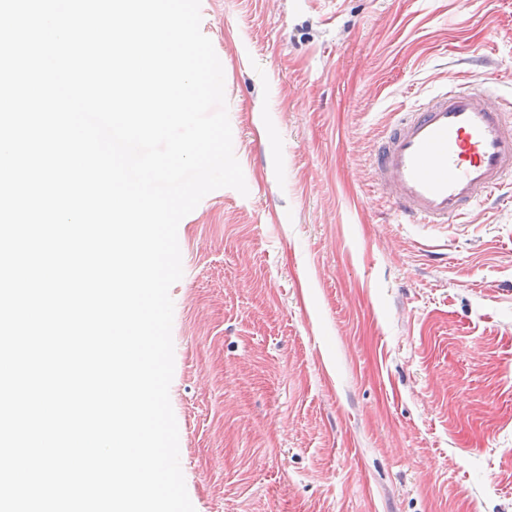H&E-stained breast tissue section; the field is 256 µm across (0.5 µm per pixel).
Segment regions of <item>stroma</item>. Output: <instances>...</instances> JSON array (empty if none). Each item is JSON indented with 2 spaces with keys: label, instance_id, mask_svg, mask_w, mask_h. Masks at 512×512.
I'll use <instances>...</instances> for the list:
<instances>
[{
  "label": "stroma",
  "instance_id": "1",
  "mask_svg": "<svg viewBox=\"0 0 512 512\" xmlns=\"http://www.w3.org/2000/svg\"><path fill=\"white\" fill-rule=\"evenodd\" d=\"M247 194L178 226L195 512H512V189L399 223L368 158L448 81L512 98V0H201Z\"/></svg>",
  "mask_w": 512,
  "mask_h": 512
}]
</instances>
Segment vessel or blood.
I'll list each match as a JSON object with an SVG mask.
<instances>
[{
    "instance_id": "vessel-or-blood-1",
    "label": "vessel or blood",
    "mask_w": 512,
    "mask_h": 512,
    "mask_svg": "<svg viewBox=\"0 0 512 512\" xmlns=\"http://www.w3.org/2000/svg\"><path fill=\"white\" fill-rule=\"evenodd\" d=\"M369 168L400 223H465L512 186V102L494 107L484 91L449 84L400 113Z\"/></svg>"
}]
</instances>
